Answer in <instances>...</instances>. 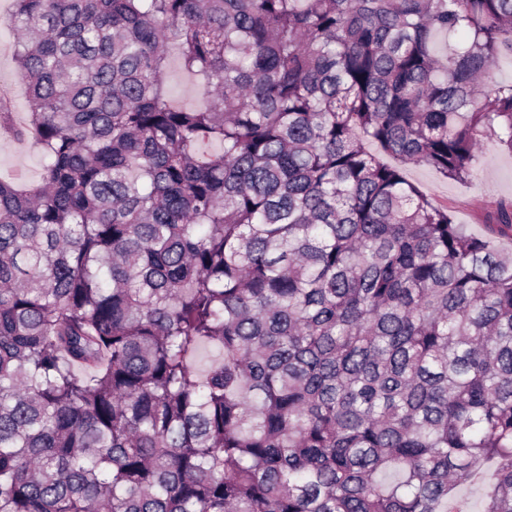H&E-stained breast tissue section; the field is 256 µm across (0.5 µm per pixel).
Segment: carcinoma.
Masks as SVG:
<instances>
[{"mask_svg": "<svg viewBox=\"0 0 512 512\" xmlns=\"http://www.w3.org/2000/svg\"><path fill=\"white\" fill-rule=\"evenodd\" d=\"M0 25L30 103L0 131L41 153L0 178V512H468L489 462L481 512H512V251L378 156L466 182L483 135L512 152V0ZM164 82L176 104L188 108H199L205 104L202 87L192 74L182 68L178 51L174 47L168 49Z\"/></svg>", "mask_w": 512, "mask_h": 512, "instance_id": "1", "label": "carcinoma"}]
</instances>
